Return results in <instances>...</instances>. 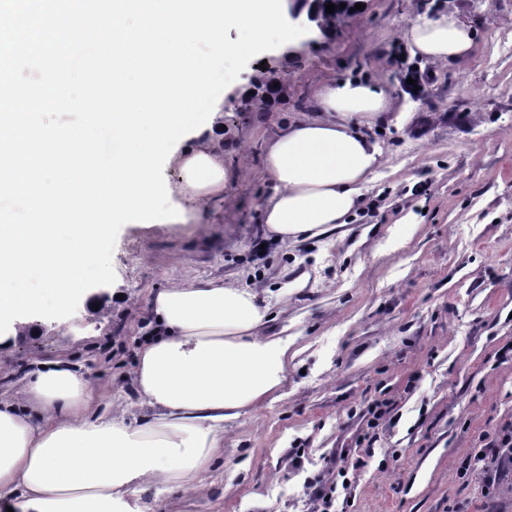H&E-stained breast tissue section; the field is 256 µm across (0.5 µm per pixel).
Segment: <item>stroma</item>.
<instances>
[{"mask_svg":"<svg viewBox=\"0 0 512 512\" xmlns=\"http://www.w3.org/2000/svg\"><path fill=\"white\" fill-rule=\"evenodd\" d=\"M327 42L316 29L278 59L283 83L260 109L222 112L223 212L198 224H127L114 284L65 319L0 349V393L35 362L78 364L96 394L145 414L131 370L153 291L198 278L259 289L268 333L295 359L277 399L224 424V451L198 490L160 488L149 512H318L332 467L362 460L336 512H512V480L466 468L480 437L512 424V0H361ZM454 12L476 31L473 54L434 66L402 29ZM413 69L419 91L403 80ZM361 78L388 109L368 135L383 163L354 217L300 243H268L273 187L267 141L313 116L323 87ZM375 428H368V420Z\"/></svg>","mask_w":512,"mask_h":512,"instance_id":"1","label":"stroma"}]
</instances>
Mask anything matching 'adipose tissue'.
I'll list each match as a JSON object with an SVG mask.
<instances>
[{"label": "adipose tissue", "mask_w": 512, "mask_h": 512, "mask_svg": "<svg viewBox=\"0 0 512 512\" xmlns=\"http://www.w3.org/2000/svg\"><path fill=\"white\" fill-rule=\"evenodd\" d=\"M414 54L434 64L466 56L471 28L454 14L418 17L404 30ZM316 117L271 139L273 193L262 212L272 239L322 236L346 223L381 164L365 133L385 112L384 91L347 78L316 95ZM214 125L183 139L172 162L187 223L224 202L222 142ZM153 321L133 371V425L119 405L98 406L65 358L28 371L0 397V506L13 512H148L140 495L157 485L195 489L223 451L224 422L257 408L288 379L289 343L262 335L268 310L255 289L211 280L175 282L152 294Z\"/></svg>", "instance_id": "1"}]
</instances>
